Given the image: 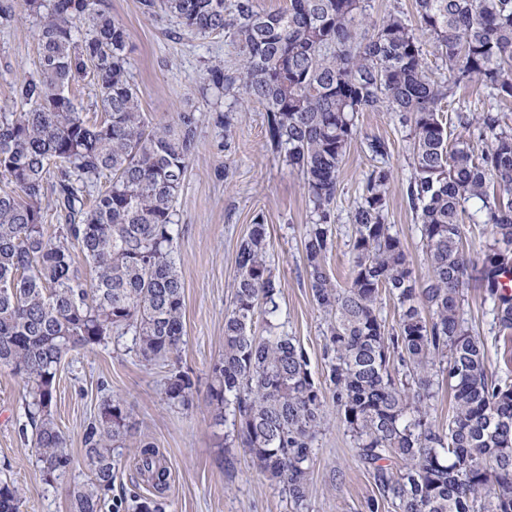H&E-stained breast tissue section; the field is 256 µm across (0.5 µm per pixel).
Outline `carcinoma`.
<instances>
[{"label": "carcinoma", "mask_w": 512, "mask_h": 512, "mask_svg": "<svg viewBox=\"0 0 512 512\" xmlns=\"http://www.w3.org/2000/svg\"><path fill=\"white\" fill-rule=\"evenodd\" d=\"M39 19L37 76L20 84L27 109L0 113V368L26 388V421L47 484L64 481L72 456L52 412L58 367L70 353L132 336L148 364L172 366L164 394L192 406L194 383L176 367L186 344L184 285L173 242L174 200L197 142V119L181 112L153 125L128 67L125 27L98 0H24ZM419 28L399 11L372 20L367 0H288L259 12L253 0H141L185 32L227 35L235 68L207 70L204 89L237 92L265 108L267 145L304 181L312 204L303 263L312 296L327 316L326 381L372 470L380 504L396 512H512V383L490 371L485 343L464 317L475 282L492 303L499 331H512V128L499 112L456 115L479 140L449 142L442 104L476 80L512 99V0H415ZM91 23V37L77 39ZM431 36L450 77L427 74L418 32ZM92 73L103 115H83L69 87ZM392 112L412 139L403 188L420 224L427 273L416 275L388 223L395 177L390 145L364 138L373 161L349 223L355 225L349 280L328 274L339 171L358 135V114ZM239 113L217 115L224 152ZM476 205L469 211L468 204ZM57 224L48 232L47 212ZM483 224L491 243L473 258L462 225ZM83 256L86 270L77 265ZM224 313V354L210 368L214 425L231 424L230 444L280 485L308 498L314 441L328 423L324 397L304 348L291 336L257 337L254 319L279 311L281 285L269 263L265 215L256 213L239 246ZM397 307L387 327L382 295ZM453 396L448 429L431 418L434 387ZM134 429L104 404L84 432L91 475L73 481L70 512H103L112 490L113 451ZM138 473L157 492L168 467L142 442ZM14 484L0 481V512H21Z\"/></svg>", "instance_id": "cac0c4a2"}]
</instances>
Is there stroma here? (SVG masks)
<instances>
[{"instance_id": "stroma-1", "label": "stroma", "mask_w": 512, "mask_h": 512, "mask_svg": "<svg viewBox=\"0 0 512 512\" xmlns=\"http://www.w3.org/2000/svg\"><path fill=\"white\" fill-rule=\"evenodd\" d=\"M1 6L12 12L9 19L0 18V112H9L17 86L35 74L38 41L36 20L24 0H0ZM100 6L129 34L131 76L149 120L164 124L178 113L191 112L198 121L196 148L174 202L179 226L174 246L184 281L186 345L180 367L192 378L196 394L190 408L168 404L167 368L140 362L130 352L127 336L72 353L58 370L53 412L71 450L74 475L88 474L85 427L104 400L111 399L130 414L137 431L113 452L117 465L103 512H133L134 500L151 496L135 467L144 440L159 448L171 470L170 487L161 498L163 512H369L367 505L378 498V489L351 450L331 388L323 390L329 424L314 442L309 497L300 507L252 468L243 448L224 447V428L212 424L206 399L209 368L224 351V313L231 304L238 246L257 212L267 218L269 259L281 284L279 331L306 350L316 381L323 383L326 377L325 315L311 297L303 265V238L310 219L303 181L271 152L259 104L245 106L233 130L232 153L220 151L224 130L216 117L233 99L206 95L201 89L208 67L218 62L233 66L232 46L221 36L201 39L182 32L166 15L144 14L140 0H100ZM448 110L497 111L512 126V100H500L476 82L458 86ZM358 126L362 134L390 143L395 183L389 221L406 244L416 275H424L420 226L402 193L411 173L409 132L389 112L360 113ZM371 165L360 143H352L339 174L334 247L326 259L328 272L341 284L349 278L354 234L348 215ZM489 308L481 289L468 288L465 316L484 339L497 378L511 380L512 341L499 336ZM24 393L23 382L0 369V480L21 490L22 512H70L64 484L44 483L36 450L19 431Z\"/></svg>"}]
</instances>
